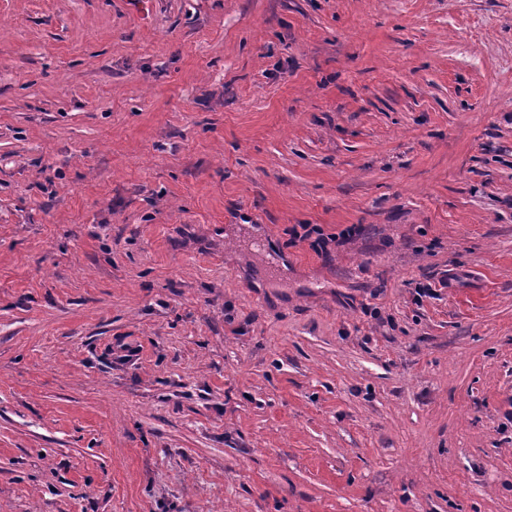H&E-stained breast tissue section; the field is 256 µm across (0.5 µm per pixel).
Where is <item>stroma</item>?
I'll list each match as a JSON object with an SVG mask.
<instances>
[{"mask_svg": "<svg viewBox=\"0 0 512 512\" xmlns=\"http://www.w3.org/2000/svg\"><path fill=\"white\" fill-rule=\"evenodd\" d=\"M0 512H512V0H0Z\"/></svg>", "mask_w": 512, "mask_h": 512, "instance_id": "35a3bbf8", "label": "stroma"}]
</instances>
